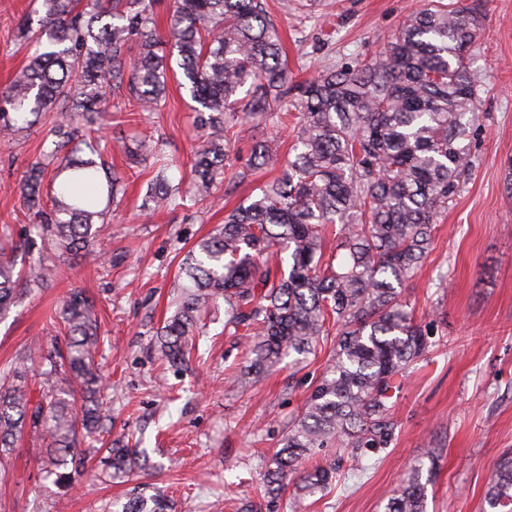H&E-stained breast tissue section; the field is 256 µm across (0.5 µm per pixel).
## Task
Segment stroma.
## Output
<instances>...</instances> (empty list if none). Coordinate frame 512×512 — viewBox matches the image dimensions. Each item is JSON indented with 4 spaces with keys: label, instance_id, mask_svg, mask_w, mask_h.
Masks as SVG:
<instances>
[{
    "label": "stroma",
    "instance_id": "stroma-1",
    "mask_svg": "<svg viewBox=\"0 0 512 512\" xmlns=\"http://www.w3.org/2000/svg\"><path fill=\"white\" fill-rule=\"evenodd\" d=\"M425 0H315L300 20L287 0L267 9L296 79L326 66L368 60L384 49ZM484 16L475 48L480 121L472 135L476 166L436 224L432 250L407 289L415 322L433 323L434 347L416 364L396 400L398 427L388 446L355 463L349 449L326 448L341 478L306 497L303 512H385L394 489L426 455L438 461L427 486V512H483L498 459L512 450V198L503 164L512 157V0H464ZM39 0H0V92L29 61L18 23ZM52 117L0 141V228L25 239L31 216L20 185L28 166L49 150ZM112 142L163 138L162 159L133 166L120 151L112 165L124 192L108 208L96 249L101 260L63 258L49 288L26 296L0 319V369L30 341L63 342L59 309L74 289L95 305L97 361L106 384L105 432L76 488L58 489L41 467L40 436L24 432L12 470L0 480V512H104L138 488L165 489L174 512H239L257 499L266 464L281 446L335 343L315 355L244 374L248 339L207 324L187 366L156 352L157 334L174 309L187 252L243 202L278 176L268 168L242 183L227 179L195 205L151 211L147 186L158 171L189 189L201 141L193 103L177 81L152 110L123 100L101 131ZM128 443L145 450V468L109 483L97 478L102 449Z\"/></svg>",
    "mask_w": 512,
    "mask_h": 512
}]
</instances>
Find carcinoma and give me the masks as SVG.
<instances>
[{"mask_svg":"<svg viewBox=\"0 0 512 512\" xmlns=\"http://www.w3.org/2000/svg\"><path fill=\"white\" fill-rule=\"evenodd\" d=\"M157 0H41L43 14L25 18L20 37L30 60L0 93V134L36 125L56 111L55 148L34 162L21 186L32 212L38 255L22 271L0 248V317L46 287L66 254L95 255L94 241L121 178L99 160L90 128L109 99L151 108L168 79L195 103L202 141L193 161L189 195L158 172L147 191L153 205L196 202L224 178L225 162L242 133L294 109L300 121L288 156L273 136L255 137L244 182L255 169L279 168L186 255L181 295L157 337L161 358L186 362L201 316L224 310V333L251 336L248 371L262 373L293 355L315 352L336 330V347L295 417L282 447L269 458L257 502L242 512H273L288 482L294 503L326 489L336 463L298 472L299 463L338 444L364 458L390 445L398 427L393 397L433 345L430 327L412 320L405 288L433 243L434 224L448 211L475 167L471 134L479 121V78L473 47L482 16L461 0H428L410 14L384 51L369 60L324 67L293 80L288 57L264 0H172L165 31ZM177 52L172 68L164 47ZM88 152H59L75 140ZM162 140L121 144L139 163L161 151ZM57 181L53 208L43 205L48 167ZM331 229L336 254L324 258ZM63 346L30 344L0 372V472L28 429L47 440L41 459L54 484L70 490L89 456L79 440L104 430L101 377L95 364L99 327L94 305L74 290L62 306ZM39 361L42 394L25 386L28 363ZM82 399L81 414L71 399ZM105 478L137 465L135 448H110ZM416 467L388 500L385 512H426L427 485ZM489 512L512 506V455L497 464L485 493ZM116 512H171L155 489Z\"/></svg>","mask_w":512,"mask_h":512,"instance_id":"cac0c4a2","label":"carcinoma"}]
</instances>
